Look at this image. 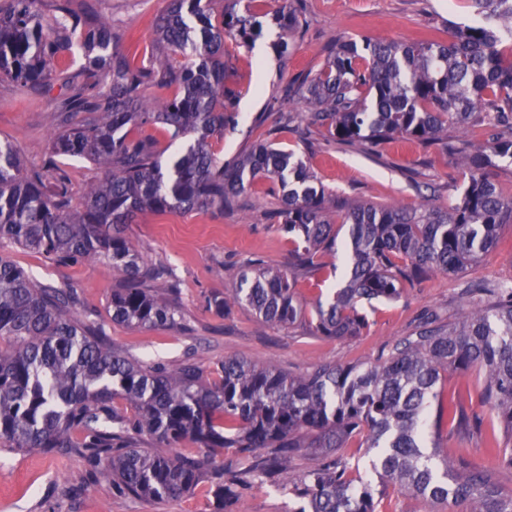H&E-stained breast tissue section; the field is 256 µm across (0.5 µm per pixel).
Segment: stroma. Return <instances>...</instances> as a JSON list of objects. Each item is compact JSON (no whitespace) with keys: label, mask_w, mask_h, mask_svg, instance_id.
Instances as JSON below:
<instances>
[{"label":"stroma","mask_w":512,"mask_h":512,"mask_svg":"<svg viewBox=\"0 0 512 512\" xmlns=\"http://www.w3.org/2000/svg\"><path fill=\"white\" fill-rule=\"evenodd\" d=\"M112 25L120 48L144 57L153 49L157 18L167 0H93ZM278 0H259L255 12L264 30L254 47L227 41L233 80L239 93L237 122L213 138V150L231 161L258 142L292 150L310 167L326 191L341 198L406 207H444L462 177L444 147L385 140L375 145L346 147L326 141L318 130L303 134L302 107L285 90L300 73L316 71L328 48L337 41L365 37L407 41L423 33L447 37L455 26L471 23L464 0H304L302 26L288 56H280L279 30L271 16ZM60 88L37 98L12 82L0 81V140L14 142L27 164L42 165L55 130L54 100ZM280 195L257 183L239 198L235 211H188L145 214L127 225L126 234L144 259L169 270L178 287L174 296L183 321L177 328L131 329L113 323L109 310L117 280L105 262L58 265L39 253L5 245L0 253L36 280L73 289L81 317L103 325L114 345L144 362L176 364L185 357L205 371H216L227 356L273 364L295 375L326 363L350 364L377 357L408 335L420 314L437 311L443 321L458 319L463 303L460 281L438 275L402 286L394 302H376L367 309L370 328L364 335L336 340L316 335L310 319L289 328L261 324L246 306L234 305L217 314L211 301L234 288L239 273L255 259L272 268L293 272L292 245L271 215ZM320 269L298 275L296 292L305 305L329 295L339 282L334 269L343 256H316ZM465 279L512 284V228L499 246L469 268ZM445 400L461 401L468 416L481 417L474 376L447 371L442 381ZM503 427L483 424L481 431L458 433L442 429L444 453L466 459L492 473L503 494L512 493V468L491 456L486 441ZM211 480L202 477L193 492L153 502L113 489L106 479L94 480L81 452L49 455L37 449H0V512H214ZM287 496L277 482L266 480L244 487L239 512H288Z\"/></svg>","instance_id":"35a3bbf8"}]
</instances>
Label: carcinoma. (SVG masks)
<instances>
[{"mask_svg": "<svg viewBox=\"0 0 512 512\" xmlns=\"http://www.w3.org/2000/svg\"><path fill=\"white\" fill-rule=\"evenodd\" d=\"M242 0H169L155 27L151 55L134 62L110 22L89 0H0V81L33 94L54 85L57 124L50 158L25 165L17 146L0 141V240L58 264L105 260L117 277L109 313L131 328H174L176 285L148 264L124 225L142 214L233 209L259 181L279 185L275 217L294 247L296 265L342 250L344 280L325 303L306 311L296 279L263 263L240 273L231 294L213 300L219 314L245 305L265 323L292 325L311 316L318 335L361 336V309L395 301L403 282L458 275L497 246L512 224V192L496 179L512 164V0H466L473 22L448 39L409 42L364 38L332 46L322 67L286 90L302 104L301 120L344 145L388 138L442 145L463 175V191L440 208L371 203L339 205L315 185L293 151L257 143L228 163L211 139L235 120L237 91L224 41L248 46L261 36ZM275 21L288 38L302 25L299 0H282ZM79 76L60 66L74 48ZM187 62L175 67L171 57ZM154 88L172 94L158 97ZM488 127L481 142H448V128ZM156 126L175 145L162 167ZM103 167L72 205L64 160ZM347 226L338 244L333 225ZM467 307L454 323L424 312L412 333L376 360L325 364L291 376L272 364L226 356L217 376L186 359L175 365L133 361L112 346L104 327L81 318L77 295L41 283L0 256V447L45 453L81 449L118 492L147 500L191 492L211 470L215 512H235L240 490L279 479L307 503L296 512H382L369 482L336 457L351 436L376 450L371 467L383 482L433 504L465 502L467 512H512L485 470L441 454L436 433L446 422L468 431L463 412L439 400L442 373H473L481 404L503 426L490 453L512 466V284L472 281ZM168 452L139 447L130 432ZM198 452L186 451L185 444ZM238 467L212 468L224 449ZM270 449L267 454L259 453ZM322 462L298 475L302 450Z\"/></svg>", "mask_w": 512, "mask_h": 512, "instance_id": "carcinoma-1", "label": "carcinoma"}]
</instances>
